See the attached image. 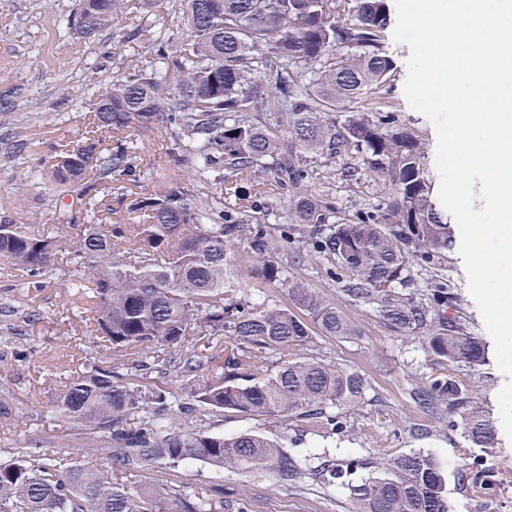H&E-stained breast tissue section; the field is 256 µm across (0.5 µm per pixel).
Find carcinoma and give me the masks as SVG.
<instances>
[{
  "label": "carcinoma",
  "mask_w": 512,
  "mask_h": 512,
  "mask_svg": "<svg viewBox=\"0 0 512 512\" xmlns=\"http://www.w3.org/2000/svg\"><path fill=\"white\" fill-rule=\"evenodd\" d=\"M182 34L154 40L158 66L135 69L96 94L86 136L54 156L52 182L61 194L80 187L91 223L75 237H56L0 224V258L41 288L50 257L69 251L78 273L70 296L89 302L92 332L114 352L131 355L124 368L84 365L70 376L54 411L102 446L109 474L81 463L46 461L35 448H12L0 457V512H223L224 486L195 489L163 479L132 490L122 478L154 464L166 469L200 462L215 470L275 467L284 481L303 475L282 444L245 432L232 436L174 428L169 418L200 410H233L306 419L344 431L328 410L354 408L369 382L346 369L295 351L313 335L352 338L359 331L336 303L304 288L270 255L268 239L298 233L337 270L350 301L376 308L395 330L423 338L436 364L476 368L481 339L444 314L453 300L445 280L424 298L407 293L416 257L443 259L452 229L433 208L412 134L390 128L381 112L343 121L336 113L380 92L393 71L381 35L386 0H352L353 19L336 21L341 0H185ZM149 6V0H103L91 21L95 34ZM279 112L275 124L249 119ZM167 129L193 155L201 176L225 173L230 191L242 180L258 187L272 175L279 186L311 178L306 155L332 159L349 151L389 175L392 193L381 210L348 224L331 222L334 207L312 195L290 202L291 223L251 230L249 262L282 288L301 313L286 306H253L235 297L241 259L232 249L240 220L233 209L214 212L182 186L130 201L144 222L114 224L92 206L96 189L127 197L136 183L140 146L134 132ZM112 134V150H99L98 132ZM71 175L59 174L72 159ZM280 351L271 369L261 353ZM175 372L192 383L189 398L149 383L154 372ZM420 408L448 420L474 448L494 445L493 428L451 374L414 392ZM357 459L345 468L313 471L322 483H340L351 512H454L437 459L428 453L378 449L372 470ZM500 484L497 474L472 459L462 489L484 500Z\"/></svg>",
  "instance_id": "cac0c4a2"
}]
</instances>
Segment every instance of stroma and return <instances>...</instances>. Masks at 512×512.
<instances>
[{
  "label": "stroma",
  "instance_id": "1",
  "mask_svg": "<svg viewBox=\"0 0 512 512\" xmlns=\"http://www.w3.org/2000/svg\"><path fill=\"white\" fill-rule=\"evenodd\" d=\"M184 0H157L138 14L92 36L79 34L75 21L80 0H0V222L16 224L50 236L75 235L84 222L81 203L60 196L49 177L33 178L35 168H49L57 150L81 140L87 124V94L99 91L135 67L150 66L153 38L182 31ZM382 49L393 62V76L381 97L400 128L424 146L423 164L431 183L439 178L434 166L436 132L430 121L411 109L404 96L407 45L395 43L384 31ZM144 145L143 174L133 191L145 196L159 186H182L195 192L214 210L239 207L250 224H286L290 221L288 189L237 202L227 194L217 174L195 175L193 158L177 149L164 132L140 134ZM310 189L332 201L334 220L345 224L360 214L380 209L391 192L388 178L367 167L358 153L344 159L310 155ZM355 170L346 177L344 167ZM274 255L305 288L334 301L361 331L360 338L316 337L301 348L304 356H318L345 368L361 371L371 389L359 410L347 413V430L331 434L308 422L280 416L237 411L206 413L201 428L227 436L256 433L285 444L288 453L304 458L329 453L336 464L370 457L377 448L394 453L424 452L439 461L455 512H512V441L505 436L498 412L497 393L505 382L498 369L494 343L467 288L458 246H451L442 265L416 262L411 270V292L426 293L435 277H443L454 299L448 316L465 323L485 345V358L476 370L458 375L471 388L476 404L490 420L495 445L480 449L485 465L504 479L483 506L463 496L458 479L469 457L459 432L426 416L411 393L438 367L425 342L406 338L390 328L376 309L347 300L327 273L328 261L315 254L300 236L273 237ZM76 273L68 254L55 252L45 288L25 287L26 275L0 261V448L28 446L62 463L79 462L104 471L110 464L104 452L90 450L79 430L54 412V401L68 377L85 361L125 364L86 331L67 288ZM236 295L265 306L288 301L283 290L269 286L250 263L240 267ZM174 481L191 487L208 483L224 486V512H351L340 486H322L310 478L295 485L280 482L274 467L217 473L199 463L182 466Z\"/></svg>",
  "mask_w": 512,
  "mask_h": 512
}]
</instances>
